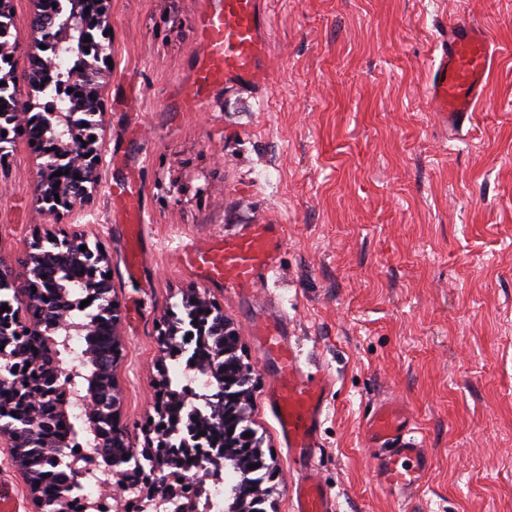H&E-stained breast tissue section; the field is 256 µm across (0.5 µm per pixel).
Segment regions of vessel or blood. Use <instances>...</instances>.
Returning <instances> with one entry per match:
<instances>
[{"instance_id": "obj_1", "label": "vessel or blood", "mask_w": 512, "mask_h": 512, "mask_svg": "<svg viewBox=\"0 0 512 512\" xmlns=\"http://www.w3.org/2000/svg\"><path fill=\"white\" fill-rule=\"evenodd\" d=\"M217 2L215 9L199 19L206 58L194 87L199 90L219 82L259 86L264 80L261 60L268 48L264 0ZM496 53L481 23L470 19L450 23L432 68L434 111L451 123L474 111L487 94V75ZM281 245L276 225L255 224L246 234L215 241L210 250L198 253L196 260L216 282L231 281L246 287L257 282L260 272L272 269ZM261 339L280 364L271 394L279 430L294 457L311 456L317 446L326 384L301 369L297 350L278 328H265ZM363 437L375 452L378 484L401 499L411 500L432 469V456L417 436L410 407L397 399L380 401L364 425ZM290 495L294 512H335L334 500L316 474L298 482Z\"/></svg>"}]
</instances>
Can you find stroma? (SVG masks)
<instances>
[{
	"instance_id": "35a3bbf8",
	"label": "stroma",
	"mask_w": 512,
	"mask_h": 512,
	"mask_svg": "<svg viewBox=\"0 0 512 512\" xmlns=\"http://www.w3.org/2000/svg\"><path fill=\"white\" fill-rule=\"evenodd\" d=\"M214 0H111L103 83L105 165L88 184L86 229L112 260L122 356L116 417L134 449L156 418L158 327L192 293L240 336L252 369L249 424L275 465L277 512L317 472L336 512H512V56L463 126L430 105L445 24L469 18L512 46V0H267L265 82L222 87L193 110L197 19ZM14 76L36 51L34 0H9ZM38 152L0 163V264L34 233ZM143 200L141 266L125 264L127 218ZM278 225L273 272L247 291L208 282L185 256L209 239ZM279 325L302 369L331 380L315 457H291L268 398L277 364L258 332ZM411 408L432 470L412 502L380 488L363 424L384 398Z\"/></svg>"
}]
</instances>
